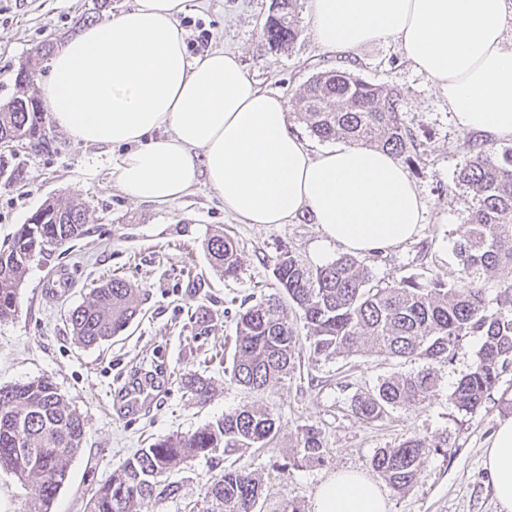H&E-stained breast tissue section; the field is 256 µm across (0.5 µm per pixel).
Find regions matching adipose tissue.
I'll return each instance as SVG.
<instances>
[{
	"label": "adipose tissue",
	"instance_id": "ef3b65f1",
	"mask_svg": "<svg viewBox=\"0 0 512 512\" xmlns=\"http://www.w3.org/2000/svg\"><path fill=\"white\" fill-rule=\"evenodd\" d=\"M188 0H134L60 43L38 81L56 127L87 145L125 147L116 179L130 198L169 204L197 184L247 224L310 212L321 244L379 254L417 232L425 200L393 155L360 145L313 153L287 106L260 90L237 52L186 51ZM328 52L392 40L443 91L459 129L512 139V0H306ZM484 468L498 512H512V417ZM313 512H388L380 485L339 471Z\"/></svg>",
	"mask_w": 512,
	"mask_h": 512
}]
</instances>
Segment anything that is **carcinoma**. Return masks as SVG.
<instances>
[{
	"instance_id": "obj_1",
	"label": "carcinoma",
	"mask_w": 512,
	"mask_h": 512,
	"mask_svg": "<svg viewBox=\"0 0 512 512\" xmlns=\"http://www.w3.org/2000/svg\"><path fill=\"white\" fill-rule=\"evenodd\" d=\"M300 34L297 0H276L263 28L272 47L283 48ZM31 75L17 83L18 95L0 105V141L46 143L45 108L29 92ZM401 92L374 84L338 65L321 70L296 97L297 118L321 141L343 138L386 151L412 164L418 144L405 124ZM456 175L469 195V224L459 244L461 277L401 278L390 285H369V272L352 255L311 268L290 250L275 257L272 275L278 292L245 307L236 324L235 353L229 381L253 390L281 382L294 360L297 337L281 303L286 295L307 328L310 348L326 359L348 354L359 345L385 357L423 362L408 376H393L352 399V411L370 424L389 411L420 404L434 395L435 366L451 362L470 337L481 338L475 363L457 382L450 400L465 413L476 412L501 373L512 364V283L492 313L486 309L482 282L512 268V145L473 144ZM90 223L89 208L75 199L38 209L0 248V320L14 315L18 288L37 254L78 239ZM214 265L226 278L241 269L234 240L212 236L206 245ZM139 311L134 289L119 278L93 289L90 299L72 310L73 336L86 346L99 345L123 332ZM186 385L199 399L210 391L207 378L190 374ZM276 427L272 413L242 407L190 434L171 435L127 458L95 491L87 512H140L151 504L179 497L180 485L165 475L189 459L211 461L216 452L261 447ZM85 423L47 378L0 387V468L31 484L30 512H50L68 480V467L82 448ZM304 455L327 453L322 432L305 428ZM431 452L426 439L404 438L375 453L371 465L396 491L411 488ZM260 480L226 469L206 482L204 512H257Z\"/></svg>"
}]
</instances>
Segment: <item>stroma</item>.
<instances>
[{
    "label": "stroma",
    "instance_id": "stroma-1",
    "mask_svg": "<svg viewBox=\"0 0 512 512\" xmlns=\"http://www.w3.org/2000/svg\"><path fill=\"white\" fill-rule=\"evenodd\" d=\"M95 0H0V104L16 93L20 68L45 74L48 58L36 55L44 41L62 42L77 32V21ZM274 0H209L199 8L189 0L180 25L188 49L208 30V49L239 53L250 78L294 106L309 78L334 67L336 56L319 48L307 12H299L301 33L289 46H269L263 27ZM357 72L367 81L401 91L406 125L416 136L420 157L407 172L426 200L424 220L412 240L385 254L363 255L371 286L403 277L455 282L457 253L468 224L463 192L454 176L468 157V133L454 123L442 91L415 71L398 45L385 41L353 52ZM49 148L19 150L13 160L24 180L0 181V246L45 202L77 199L92 213L85 237L51 255L36 256L18 290L12 317L0 321V386L49 378L85 422L83 446L69 465V477L51 512H86L96 489L125 458L169 435L187 434L244 405L270 410L277 429L262 448L226 455L225 466L260 478L261 512H312L318 486L342 469L375 477L374 454L405 437L425 438L433 452L409 491H387L389 512H498L483 451L499 420L512 417V366L486 396L480 410H457L450 395L476 359L480 337H472L451 363L438 370L434 395L362 423L351 409L354 395L381 379L420 369L417 360L384 359L358 351L333 359H313L306 328H298L294 367L277 386L254 391L232 384L224 374L235 352L236 318L243 302L275 289L270 262L281 250L310 267L343 255L339 246L320 247V231L310 213L287 224H246L225 213L224 204L201 185L171 204L138 202L116 182L125 150L89 146L54 130ZM232 236L242 267L227 279L212 266L210 237ZM119 277L135 288L142 311L110 341L86 347L73 336L70 310L93 288ZM163 366L150 400L129 411L125 389L134 372ZM210 378L213 390L199 402L184 383L187 373ZM318 428L328 451L323 460L302 450L305 427ZM212 472L204 458L181 465L172 478L181 491L154 512H184L202 500Z\"/></svg>",
    "mask_w": 512,
    "mask_h": 512
}]
</instances>
